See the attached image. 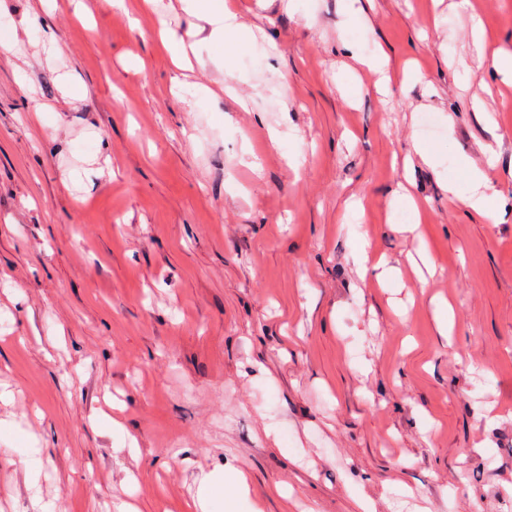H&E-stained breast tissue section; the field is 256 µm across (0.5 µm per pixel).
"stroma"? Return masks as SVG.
Instances as JSON below:
<instances>
[{
	"instance_id": "35a3bbf8",
	"label": "stroma",
	"mask_w": 512,
	"mask_h": 512,
	"mask_svg": "<svg viewBox=\"0 0 512 512\" xmlns=\"http://www.w3.org/2000/svg\"><path fill=\"white\" fill-rule=\"evenodd\" d=\"M208 3L0 0V512H512V0Z\"/></svg>"
}]
</instances>
